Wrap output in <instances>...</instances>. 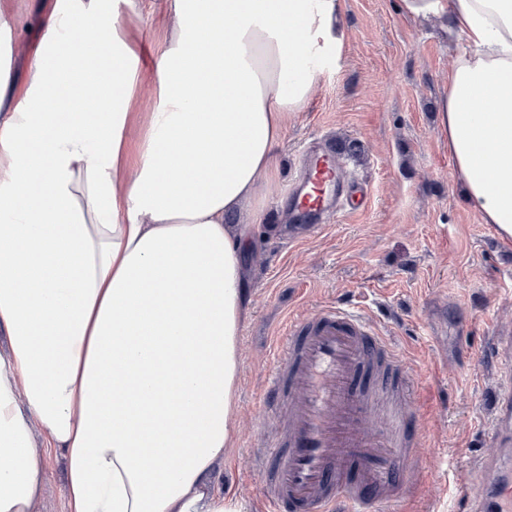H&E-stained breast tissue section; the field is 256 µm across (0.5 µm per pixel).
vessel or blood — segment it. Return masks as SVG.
<instances>
[{
  "label": "vessel or blood",
  "mask_w": 512,
  "mask_h": 512,
  "mask_svg": "<svg viewBox=\"0 0 512 512\" xmlns=\"http://www.w3.org/2000/svg\"><path fill=\"white\" fill-rule=\"evenodd\" d=\"M339 146L302 157L297 207L307 214L364 211L366 192L349 193ZM496 397L484 455L457 482L459 512H512V324H489ZM413 378L390 337L368 317L328 304L290 319L276 344L265 390L270 411L287 416L284 437L259 442L272 480L267 512H397L408 474L424 464L412 404Z\"/></svg>",
  "instance_id": "obj_1"
}]
</instances>
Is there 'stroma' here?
<instances>
[{"label": "stroma", "mask_w": 512, "mask_h": 512, "mask_svg": "<svg viewBox=\"0 0 512 512\" xmlns=\"http://www.w3.org/2000/svg\"><path fill=\"white\" fill-rule=\"evenodd\" d=\"M53 2L0 0V73L22 79V45L43 40L40 16ZM105 4L99 25L124 33L138 58L126 128L133 156L157 107L154 63L173 21L166 0ZM340 23L339 61L323 68L289 118L275 171L240 215L252 227V300L240 334L239 435L217 482L245 512H260L263 470L252 448L258 436L281 432L262 405L273 342L290 317L341 302L396 341L417 381L421 452L442 460L413 474L403 512H450L457 473L490 450L485 418L494 382L472 353L485 348L490 320L512 321V246L468 203L435 118L462 43L440 19L403 15L398 0H343ZM315 138L343 144L349 176L367 188L370 203L313 232L297 218L288 188L302 147ZM33 444L46 470L32 512H66L65 460L41 432Z\"/></svg>", "instance_id": "stroma-1"}]
</instances>
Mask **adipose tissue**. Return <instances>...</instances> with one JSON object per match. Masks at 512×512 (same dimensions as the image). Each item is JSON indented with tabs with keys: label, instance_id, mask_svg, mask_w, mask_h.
<instances>
[{
	"label": "adipose tissue",
	"instance_id": "obj_1",
	"mask_svg": "<svg viewBox=\"0 0 512 512\" xmlns=\"http://www.w3.org/2000/svg\"><path fill=\"white\" fill-rule=\"evenodd\" d=\"M343 0H170L160 105L136 170L125 131L132 47L99 28L0 76V512L45 480L33 429L67 462L68 512H242L213 483L239 431L240 332L251 300L243 204L274 170L294 112L339 60ZM467 45L440 101L454 176L512 238V0H400ZM103 0H57L56 36ZM207 44L206 64L193 42ZM111 50L112 65L92 61ZM108 79L111 98L80 109ZM67 87L55 112L46 101ZM40 144L44 161L27 153Z\"/></svg>",
	"mask_w": 512,
	"mask_h": 512
}]
</instances>
